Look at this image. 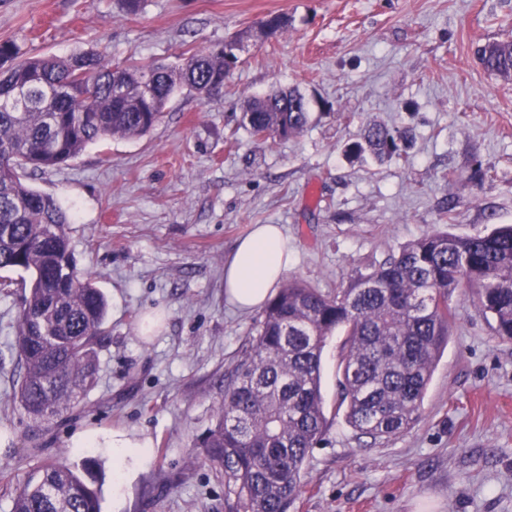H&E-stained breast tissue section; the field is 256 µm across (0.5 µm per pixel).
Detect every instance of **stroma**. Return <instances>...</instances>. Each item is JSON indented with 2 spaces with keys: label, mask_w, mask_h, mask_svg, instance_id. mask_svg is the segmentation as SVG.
<instances>
[{
  "label": "stroma",
  "mask_w": 512,
  "mask_h": 512,
  "mask_svg": "<svg viewBox=\"0 0 512 512\" xmlns=\"http://www.w3.org/2000/svg\"><path fill=\"white\" fill-rule=\"evenodd\" d=\"M288 18L282 33L260 27ZM250 38L219 92H182L146 135L109 137L25 181L71 216L78 269L108 299L86 407L34 423L13 400L11 349L22 289L0 291V512L35 466L78 464L90 437L101 512H224V484L199 442L224 376L260 310L224 297V262L255 225L277 224L288 277L331 293L433 231L512 224V77L484 70L477 46L512 40V0H0V42L22 56L103 50L116 62L175 66L242 30ZM299 88L312 120L259 142L241 127L251 96ZM377 122L411 127L407 156L355 160L346 145ZM452 216H444L446 200ZM419 421L385 441L359 435L340 407L341 337L322 353L328 431L305 466L293 512H512V343L471 291ZM150 438L115 489L112 435Z\"/></svg>",
  "instance_id": "1"
}]
</instances>
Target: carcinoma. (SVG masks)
Returning <instances> with one entry per match:
<instances>
[{"label": "carcinoma", "instance_id": "1", "mask_svg": "<svg viewBox=\"0 0 512 512\" xmlns=\"http://www.w3.org/2000/svg\"><path fill=\"white\" fill-rule=\"evenodd\" d=\"M476 57L490 73L512 77V41L488 42ZM235 55L207 50L179 67L110 63L99 53L19 59L0 42V269L30 274L13 349L21 369L15 399L35 421L84 408L97 374L108 303L77 269L69 216L24 180L59 168L105 137L147 134L168 101L186 88L217 90ZM311 112L299 90L253 96L242 126L263 141L302 131ZM407 135L368 127L347 145L359 157H402ZM468 287L497 336L512 341V225L488 234L431 232L324 293L297 279L278 289L256 335L224 384L215 423L201 442L204 460L224 480V512H290L304 467L328 428L321 393L327 339L340 333L341 403L346 421L373 440L419 420L427 385L456 323L450 300ZM95 460H62L35 469L10 512H101Z\"/></svg>", "mask_w": 512, "mask_h": 512}]
</instances>
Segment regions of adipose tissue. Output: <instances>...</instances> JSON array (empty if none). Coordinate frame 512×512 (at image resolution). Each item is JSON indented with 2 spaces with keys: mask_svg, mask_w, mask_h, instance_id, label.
<instances>
[{
  "mask_svg": "<svg viewBox=\"0 0 512 512\" xmlns=\"http://www.w3.org/2000/svg\"><path fill=\"white\" fill-rule=\"evenodd\" d=\"M290 266L288 239L279 225L259 224L240 239L224 263V296L249 312L270 300Z\"/></svg>",
  "mask_w": 512,
  "mask_h": 512,
  "instance_id": "1",
  "label": "adipose tissue"
}]
</instances>
